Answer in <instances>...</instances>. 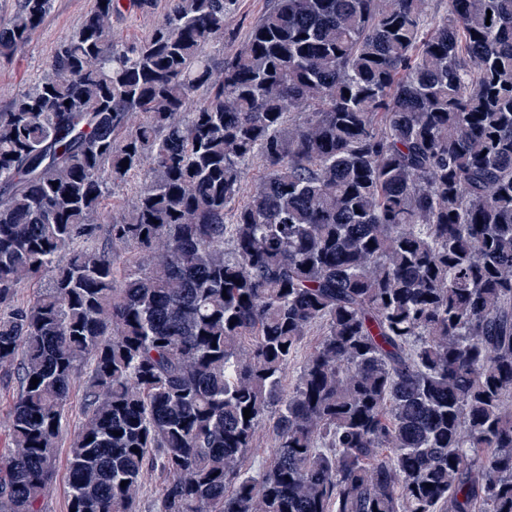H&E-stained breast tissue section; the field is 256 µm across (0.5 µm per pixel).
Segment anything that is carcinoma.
<instances>
[{"mask_svg":"<svg viewBox=\"0 0 512 512\" xmlns=\"http://www.w3.org/2000/svg\"><path fill=\"white\" fill-rule=\"evenodd\" d=\"M426 2L272 0L226 55L235 0L143 40L112 17L151 0H94L0 111V512H41L86 362L74 512L152 470L154 512H512V0ZM52 8L15 0L0 57ZM112 192V205L109 208L112 210V221H121L131 209L137 189L133 184H116ZM19 393V383L13 370L0 369V455L9 446L8 429L5 424L7 414Z\"/></svg>","mask_w":512,"mask_h":512,"instance_id":"carcinoma-1","label":"carcinoma"}]
</instances>
